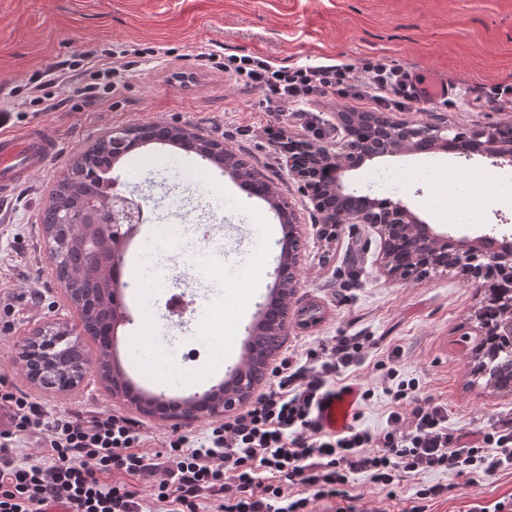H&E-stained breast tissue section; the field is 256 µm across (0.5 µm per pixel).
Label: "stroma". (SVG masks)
<instances>
[{"label": "stroma", "instance_id": "35a3bbf8", "mask_svg": "<svg viewBox=\"0 0 512 512\" xmlns=\"http://www.w3.org/2000/svg\"><path fill=\"white\" fill-rule=\"evenodd\" d=\"M127 45L161 47L168 56L141 58L125 88L102 100L87 103L60 86L54 90V108L31 104L26 82L34 71L80 53L104 59ZM203 53L219 58L256 54L277 65L354 64L383 56L413 75L447 79L452 88V107L424 104L415 112L391 113V120L438 124L455 133L512 123V112L481 111L471 103L475 86L512 83V0H0V113H10L14 131L45 125L60 148L44 170L0 205V391L30 396L52 419L88 412L125 415L140 425L151 452L159 454L166 453L173 434L186 436L193 446L219 425L216 417L179 425L147 416L112 395L93 371L75 392L39 390L15 360L17 343L34 328L80 322L52 270L40 224L55 183L102 132L166 123L219 140L244 156L295 210L302 256L284 349L301 355L330 336L372 337L363 367L348 379L355 389L374 391L357 402L360 427L376 434L388 428L389 401L381 389L379 362L395 348L401 352L400 378L418 381L423 396L447 403L452 430H476L512 413V393L495 391L474 370L473 348L481 335L476 314L488 297L487 284L455 270L419 280L388 276L374 229L364 224L329 229L292 176L288 157L277 145L279 132L306 140L313 125L324 131V145L339 147L345 133L338 115L350 111L351 102L329 96L284 109L234 84L222 70L201 65ZM176 70L194 73L193 83L173 80ZM200 162L197 154L153 143L113 166L111 175L120 186L142 183L155 195L173 189L205 203L204 210L181 215L162 206L148 208L146 222L129 242L124 267L188 270L199 281L198 311L214 310L225 297L221 270L226 255L248 248L236 226L267 225L262 268L246 260L240 264L246 313L242 322L226 328V339L234 344L276 282L281 223L267 202L241 193L229 173L214 167L202 171ZM491 167V158L480 155L397 154L365 161L342 172L340 181L347 192L408 206L444 234L448 223L424 206L434 177ZM381 170L401 174L400 191L388 196L376 187L374 176ZM173 291L169 282L146 288L132 278L124 291L129 319L118 328L124 370L170 398L201 394L218 382L207 372L216 347L198 336L204 319L197 311L172 321L167 304ZM144 330L169 337V351L138 346L134 338ZM424 480L458 484L429 512H472L477 503H512V472L458 478L431 473Z\"/></svg>", "mask_w": 512, "mask_h": 512}]
</instances>
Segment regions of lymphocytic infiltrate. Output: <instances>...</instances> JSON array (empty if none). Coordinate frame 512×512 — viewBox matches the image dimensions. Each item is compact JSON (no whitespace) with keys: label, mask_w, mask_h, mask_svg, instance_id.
Returning a JSON list of instances; mask_svg holds the SVG:
<instances>
[{"label":"lymphocytic infiltrate","mask_w":512,"mask_h":512,"mask_svg":"<svg viewBox=\"0 0 512 512\" xmlns=\"http://www.w3.org/2000/svg\"><path fill=\"white\" fill-rule=\"evenodd\" d=\"M141 50L101 67L89 54L66 59L30 81L34 103L50 97L68 72H82L75 96L92 102L118 92L135 72ZM225 74L262 93L266 101L296 104L332 94L369 104L376 111H413L427 102L413 76L385 58L358 64L275 66L254 55L228 54ZM366 337L333 336L308 350L305 361L284 354L273 367L274 382L224 424L213 427L206 444L186 448L184 437L170 440L165 462L147 449L132 419L94 413L73 419H47L38 402L11 392L0 394V439L39 435L47 459L18 466L9 448L0 449V512H197L210 501L211 512H313L315 503L336 501V512H386L382 500L352 491L362 475L391 491L403 481L415 492L404 512H427L448 497L454 478L512 470V414L484 430L461 434L448 426V407L422 397L418 382L398 379L399 351L381 380L389 399L388 429L381 434L358 426L334 434L318 419L331 383L364 364ZM448 473L452 482H422V475ZM152 485L149 499L129 488V480Z\"/></svg>","instance_id":"lymphocytic-infiltrate-1"}]
</instances>
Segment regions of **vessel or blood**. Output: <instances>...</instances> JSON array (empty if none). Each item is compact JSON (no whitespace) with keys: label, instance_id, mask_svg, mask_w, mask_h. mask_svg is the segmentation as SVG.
I'll return each mask as SVG.
<instances>
[{"label":"vessel or blood","instance_id":"vessel-or-blood-1","mask_svg":"<svg viewBox=\"0 0 512 512\" xmlns=\"http://www.w3.org/2000/svg\"><path fill=\"white\" fill-rule=\"evenodd\" d=\"M59 144L43 126L32 125L19 133L0 130V201L10 198L31 175L44 169L57 154ZM354 417L353 398L340 393L330 397L320 411L323 426L336 431Z\"/></svg>","mask_w":512,"mask_h":512}]
</instances>
